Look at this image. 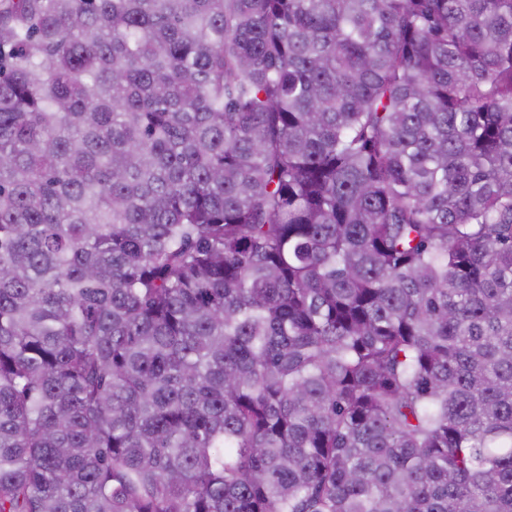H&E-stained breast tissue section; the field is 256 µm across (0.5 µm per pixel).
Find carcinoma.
I'll return each instance as SVG.
<instances>
[{
    "label": "carcinoma",
    "mask_w": 512,
    "mask_h": 512,
    "mask_svg": "<svg viewBox=\"0 0 512 512\" xmlns=\"http://www.w3.org/2000/svg\"><path fill=\"white\" fill-rule=\"evenodd\" d=\"M0 512H512V0H0Z\"/></svg>",
    "instance_id": "carcinoma-1"
}]
</instances>
